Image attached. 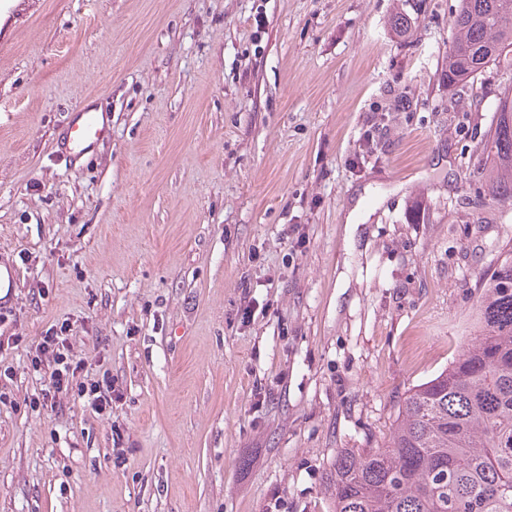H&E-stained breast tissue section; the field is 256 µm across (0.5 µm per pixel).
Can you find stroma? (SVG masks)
<instances>
[{
	"label": "stroma",
	"mask_w": 512,
	"mask_h": 512,
	"mask_svg": "<svg viewBox=\"0 0 512 512\" xmlns=\"http://www.w3.org/2000/svg\"><path fill=\"white\" fill-rule=\"evenodd\" d=\"M458 3L0 0V512H332L512 248L476 171L504 83L443 80ZM83 107L111 136L72 161ZM64 321L111 421L28 403Z\"/></svg>",
	"instance_id": "stroma-1"
}]
</instances>
